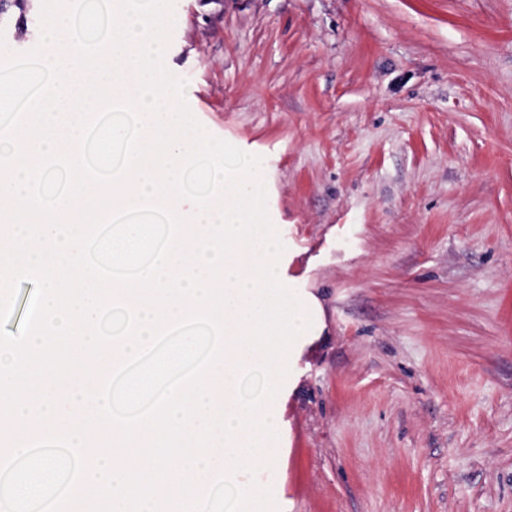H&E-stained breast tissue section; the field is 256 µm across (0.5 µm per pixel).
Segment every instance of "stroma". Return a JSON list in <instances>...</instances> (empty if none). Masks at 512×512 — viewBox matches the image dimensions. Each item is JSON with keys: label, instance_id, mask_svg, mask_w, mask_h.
Returning a JSON list of instances; mask_svg holds the SVG:
<instances>
[{"label": "stroma", "instance_id": "stroma-1", "mask_svg": "<svg viewBox=\"0 0 512 512\" xmlns=\"http://www.w3.org/2000/svg\"><path fill=\"white\" fill-rule=\"evenodd\" d=\"M165 67L261 158L318 304L255 475L277 512H512V0H174Z\"/></svg>", "mask_w": 512, "mask_h": 512}]
</instances>
